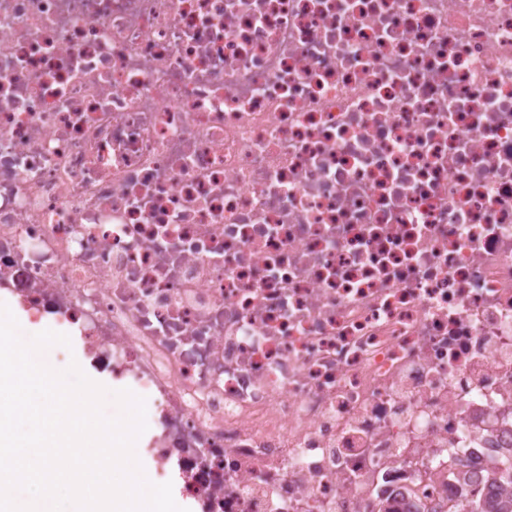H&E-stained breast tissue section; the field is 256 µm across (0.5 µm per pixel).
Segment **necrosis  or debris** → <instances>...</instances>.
Returning a JSON list of instances; mask_svg holds the SVG:
<instances>
[{"instance_id": "4bbe7bcc", "label": "necrosis or debris", "mask_w": 512, "mask_h": 512, "mask_svg": "<svg viewBox=\"0 0 512 512\" xmlns=\"http://www.w3.org/2000/svg\"><path fill=\"white\" fill-rule=\"evenodd\" d=\"M0 293L200 512L503 493L512 0H0ZM60 351L59 345L55 346L51 353V367L56 370H63L65 369L70 361L71 358L74 357L80 368L83 370V372L93 381L105 386L106 388L110 390H119L122 389L116 382H113L112 386V380L109 379L107 376L103 374L97 373L95 370L91 369L85 362L81 351L77 344L74 345L71 357L68 361L60 363L57 358V354Z\"/></svg>"}]
</instances>
